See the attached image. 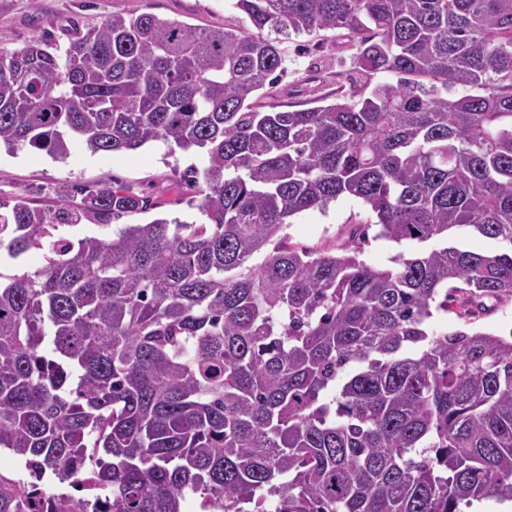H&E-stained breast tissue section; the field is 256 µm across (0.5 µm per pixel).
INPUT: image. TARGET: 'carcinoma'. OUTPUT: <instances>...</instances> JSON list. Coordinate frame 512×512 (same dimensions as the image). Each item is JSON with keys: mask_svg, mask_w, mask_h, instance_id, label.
<instances>
[{"mask_svg": "<svg viewBox=\"0 0 512 512\" xmlns=\"http://www.w3.org/2000/svg\"><path fill=\"white\" fill-rule=\"evenodd\" d=\"M255 32L111 15L66 48L0 53V144L55 157L196 149L204 222L157 218L72 244L60 224L159 206L74 187L54 213L0 200V512L88 467L105 512H462L512 501V0H234ZM341 29L398 76L325 106L259 110L276 43ZM474 94L448 98L455 88ZM353 196L361 241L433 243L392 265L311 251L291 217ZM499 243L466 248L458 234ZM459 328L437 332L435 311ZM490 311L481 316L475 326L491 332L501 331L505 334L512 329V300L511 301H486Z\"/></svg>", "mask_w": 512, "mask_h": 512, "instance_id": "carcinoma-1", "label": "carcinoma"}]
</instances>
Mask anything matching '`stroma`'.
Wrapping results in <instances>:
<instances>
[{
	"label": "stroma",
	"mask_w": 512,
	"mask_h": 512,
	"mask_svg": "<svg viewBox=\"0 0 512 512\" xmlns=\"http://www.w3.org/2000/svg\"><path fill=\"white\" fill-rule=\"evenodd\" d=\"M150 13L175 20L196 30L228 26L251 31L246 15L234 10L230 0H0V51L22 48L33 37L49 34L67 44L72 26L88 28L103 16ZM281 66L275 82L267 84L255 100L261 110H281L291 105L305 108L334 101L337 92L350 91L349 77L356 70L357 47L341 30L302 34L279 44ZM200 153L170 150L151 142L127 154L91 153L73 144L69 155L55 159L46 152L21 146L0 149V199H26L31 206L52 212L62 202L80 204L70 196L73 185L122 186L157 199L159 206L112 218L101 224L86 220L65 225L58 234L70 241L106 236L127 224H145L157 218L200 220L196 184L185 172L202 165ZM366 206L351 196L339 197L326 210H311L291 218L286 233L292 243L313 249L346 242L356 225L369 223Z\"/></svg>",
	"instance_id": "1"
}]
</instances>
